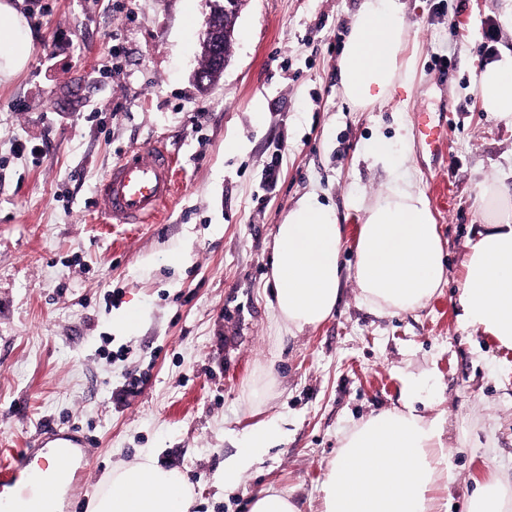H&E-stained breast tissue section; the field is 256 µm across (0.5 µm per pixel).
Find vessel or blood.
Segmentation results:
<instances>
[{"label":"vessel or blood","mask_w":512,"mask_h":512,"mask_svg":"<svg viewBox=\"0 0 512 512\" xmlns=\"http://www.w3.org/2000/svg\"><path fill=\"white\" fill-rule=\"evenodd\" d=\"M416 134L429 152H439L444 129L434 123L430 113L418 115ZM175 160L164 147L124 152L100 181L95 196L99 214L112 224L157 222L174 193ZM89 442L76 431L51 434L40 448L19 449L11 460L0 462V512H5L8 492L29 474V464L39 460L42 467H73L74 482L83 479L82 470L73 466L77 452H88Z\"/></svg>","instance_id":"obj_1"}]
</instances>
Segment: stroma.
Here are the masks:
<instances>
[{"instance_id": "stroma-1", "label": "stroma", "mask_w": 512, "mask_h": 512, "mask_svg": "<svg viewBox=\"0 0 512 512\" xmlns=\"http://www.w3.org/2000/svg\"><path fill=\"white\" fill-rule=\"evenodd\" d=\"M499 4L407 0L416 75L356 109L338 61L359 0H248L207 92L192 72L208 0H18L34 49L0 84V449L47 424L78 427L93 449L74 512L148 449L188 474L192 512H249L269 487L322 512L342 434L410 401L443 420L448 512H467L475 482L494 476L512 494V348L465 328L457 304L467 240L489 216L478 185L493 177L512 193V123L475 87L488 51H512ZM420 112L446 139L436 155L412 140L402 168L439 227L447 284L422 308L381 314L346 272L327 321L280 331L267 279L277 224L319 194L348 269L360 201L387 179L366 147ZM156 143L178 158L160 222L105 223L97 183L122 152ZM127 316L133 330H118ZM134 374L145 384L121 395ZM271 418L284 440L225 491V460Z\"/></svg>"}]
</instances>
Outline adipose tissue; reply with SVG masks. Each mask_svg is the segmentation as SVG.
<instances>
[{
    "label": "adipose tissue",
    "mask_w": 512,
    "mask_h": 512,
    "mask_svg": "<svg viewBox=\"0 0 512 512\" xmlns=\"http://www.w3.org/2000/svg\"><path fill=\"white\" fill-rule=\"evenodd\" d=\"M404 0H361L339 61L342 93L364 107L393 97L416 66L405 55ZM33 51L31 28L13 0H0V81L19 74ZM485 111L512 121V54L487 64L476 77ZM375 138L366 154L388 170L384 193L363 206L352 275L362 301L380 312L422 307L446 280L444 246L423 193L398 170L393 154L408 148ZM492 214L464 258L458 296L460 321L512 347V204L494 180L480 185ZM342 227L333 207L311 196L297 202L276 227L270 261L273 305L288 332L325 322L341 289ZM439 420L413 404L368 417L344 434L323 482V512H447L436 483L448 471L449 453ZM281 435L272 421L250 427L244 450L224 463V488L260 450ZM193 488L186 474L160 465L144 451L131 465L113 469L94 493L89 512H191Z\"/></svg>",
    "instance_id": "1"
}]
</instances>
